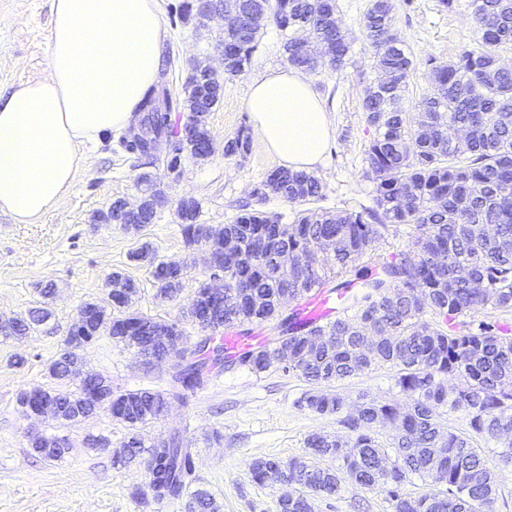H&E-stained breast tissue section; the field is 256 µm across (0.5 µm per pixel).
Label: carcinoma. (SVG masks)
<instances>
[{
  "instance_id": "1",
  "label": "carcinoma",
  "mask_w": 512,
  "mask_h": 512,
  "mask_svg": "<svg viewBox=\"0 0 512 512\" xmlns=\"http://www.w3.org/2000/svg\"><path fill=\"white\" fill-rule=\"evenodd\" d=\"M240 23L224 30V81L231 82L251 67L262 49L264 31L251 16L269 15L283 35L282 54L288 66L312 72L324 58L341 71L357 64L356 38L342 27L339 0H238ZM474 38L461 46L446 64L430 57L433 92L409 115L402 107L414 57L400 37L395 0H369L360 15L361 38L373 50L369 81L361 112L374 132L367 148L366 176L373 183L372 204L355 208L317 209L324 185L314 174L278 168L254 185L250 201L240 205L231 223L220 228L201 222V204L193 197L177 205L185 244L194 248L211 232L224 235L233 255L215 254L224 272V297L208 301L207 281L196 282L202 306L208 307L211 328L242 327L275 321L281 340L288 342L294 360L283 367L298 373L308 389L298 400L304 410L336 417L344 437L313 432L306 454L288 462L258 458L252 481L273 486L283 475L295 478L277 512H311L310 499L334 496L344 483L379 489L394 503V512H494L498 470L486 459L477 440L500 443L499 461L512 465V337L497 321L475 318L487 310L512 309V68L503 65L502 52L512 48V0H472ZM308 32L299 43L298 31ZM206 65L196 62L185 79L184 94L170 96L166 112L153 111L157 86H151L140 105L150 132L169 139L174 156L170 166L180 178L187 159L197 155L191 142L178 138L181 120H193L215 101L205 90ZM459 126L467 137L448 140V127ZM121 148L141 170L143 186L138 210L126 201L112 202V223L140 228L155 223L154 190L145 168L165 162L143 141L124 134ZM251 152V136L243 126L224 140V157L241 162ZM292 207L289 221L266 208L270 197ZM495 224L498 236L489 241L480 226ZM411 228L406 250L376 271L370 259L377 242L400 227ZM131 259L150 269L156 293L176 297L184 287L185 266L157 258L149 243ZM469 271L459 276L460 267ZM352 272L361 291L324 325L298 321L284 309L288 300L330 285L329 274ZM127 299L112 304V335L124 336L138 324L160 330L179 324L130 310L139 285L120 271ZM49 311L40 308L30 319L11 322L12 335L26 336L44 322ZM374 324L386 338L368 353L362 341L366 326ZM213 337L201 341L183 372L175 377L172 395L179 397L204 383ZM278 361L266 349L229 359L254 374L269 371ZM394 369L395 386L405 396L401 405L361 394L356 412L343 395L327 386L379 366ZM62 416L94 408L82 391L53 392ZM167 397L153 390L120 394L112 418L128 429L121 448L112 454V467L121 469L146 454L150 486L158 499L190 495V512H212L210 496L190 491L193 453L179 436L145 446L140 429L159 417ZM464 414L468 431L444 429L443 415ZM396 424L389 438L380 429ZM440 474L442 483L428 484L418 496L402 493L408 479L422 481Z\"/></svg>"
}]
</instances>
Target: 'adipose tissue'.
Wrapping results in <instances>:
<instances>
[{"instance_id":"1","label":"adipose tissue","mask_w":512,"mask_h":512,"mask_svg":"<svg viewBox=\"0 0 512 512\" xmlns=\"http://www.w3.org/2000/svg\"><path fill=\"white\" fill-rule=\"evenodd\" d=\"M164 37L158 0H52L46 75L0 94V212L35 222L72 187L103 133L136 124ZM246 109L281 165L308 171L321 160L333 130L307 75L265 72Z\"/></svg>"}]
</instances>
